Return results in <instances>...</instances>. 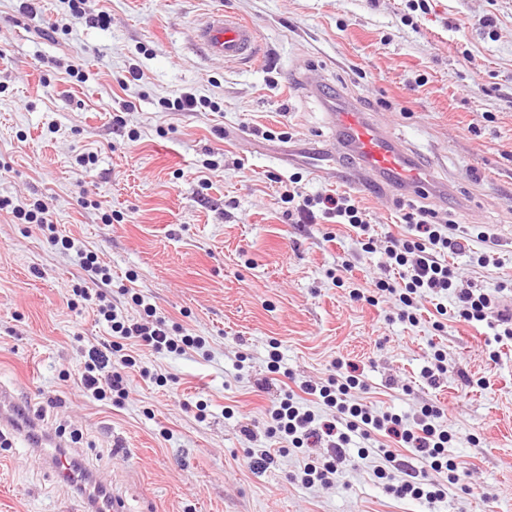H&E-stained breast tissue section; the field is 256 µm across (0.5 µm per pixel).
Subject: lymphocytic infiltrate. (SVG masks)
I'll return each mask as SVG.
<instances>
[{"label": "lymphocytic infiltrate", "instance_id": "obj_1", "mask_svg": "<svg viewBox=\"0 0 512 512\" xmlns=\"http://www.w3.org/2000/svg\"><path fill=\"white\" fill-rule=\"evenodd\" d=\"M298 211L307 220L316 215L339 219L340 223L367 230L368 215L355 200L346 195H326L316 198L306 197L297 206ZM405 223L411 224L413 232L402 238L391 240L388 254L391 259L389 271L374 284L377 291L394 297L400 307L399 317L410 324H417L414 300L422 294H439L448 291L456 293L455 316L459 320L472 323L495 315L502 336L512 338V309H499L495 295L473 289H457L455 273L444 262L445 253L466 254L471 250L469 238L457 234L454 221L440 215L438 211L425 206H414L403 215ZM65 250L74 252L75 259L86 273L89 287L80 289L84 300L97 303V312L109 324L112 339L109 342L92 346L81 375V386L97 399L108 395L125 396L123 371L136 365L132 357H124L120 366H113V353L122 351L124 345H144L154 351H166L177 355L190 350L203 349L202 337L188 334L176 335L165 319L157 317L152 305H144L145 322L130 319L116 305L107 301L102 293L104 286L110 285L112 275L106 266L99 263L92 252L75 244L72 239H64ZM360 381L356 375H332L325 382H305L300 386L304 394L313 396L325 405L335 408L333 420L318 422L315 414L304 409L293 396H286L280 404L269 411L271 432L284 435L293 447H302L303 443H315L328 440L335 455L334 461L318 465L304 464L298 473L303 485H328L333 483L338 468L337 459L343 458L345 447L352 435L368 440L369 445L360 449V458L372 456L382 460L377 468L378 478H391L390 489L397 496H410L434 504L444 501L443 489L431 486L427 482L428 470L446 469L450 472V483H457L453 463L448 460L446 448L451 439L447 430L438 425L441 410L433 405H423L415 418L414 425H407L399 415L384 412L375 413L366 406L351 402V389L357 388ZM384 433L385 437L413 448L423 463L422 469H407L402 474H388L386 466L394 462L391 449L384 445H372L373 433Z\"/></svg>", "mask_w": 512, "mask_h": 512}]
</instances>
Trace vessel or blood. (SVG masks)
<instances>
[{"mask_svg":"<svg viewBox=\"0 0 512 512\" xmlns=\"http://www.w3.org/2000/svg\"><path fill=\"white\" fill-rule=\"evenodd\" d=\"M198 38L207 53L227 62H248L256 56V32L246 21L229 12L213 13L207 26L199 31ZM336 138L355 163L358 185L373 182L383 191H396L405 196L438 195L445 193L433 169L417 165L411 153L383 126L355 106L345 105L332 113ZM17 402L7 389H0V426L13 432H26L27 427L18 423L13 415ZM51 464L54 473L64 481H77L78 476L67 465L62 443L55 435L39 433L35 444ZM85 502L91 503L95 512H126L122 499L111 495L105 484L91 479L82 491Z\"/></svg>","mask_w":512,"mask_h":512,"instance_id":"b4317fda","label":"vessel or blood"}]
</instances>
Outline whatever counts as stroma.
I'll return each instance as SVG.
<instances>
[{"mask_svg":"<svg viewBox=\"0 0 512 512\" xmlns=\"http://www.w3.org/2000/svg\"><path fill=\"white\" fill-rule=\"evenodd\" d=\"M0 0V199L43 201L58 236L80 240L112 270L104 292L132 308L133 287L159 316L204 337L207 355L141 349L160 386L129 373L120 402L81 392L85 351L108 337L75 288L85 273L38 225L0 210V385L43 416L71 452L122 496L128 512H429L389 494L376 460L349 454L335 482L305 487L301 453L281 452L266 414L283 391L354 364L358 398L413 421L443 410L448 457L465 489L447 512H512V340L488 323L448 320L419 299L420 321L393 299L349 297L382 276L390 238L409 233L395 194L352 186L329 114L357 106L448 185L437 209L458 212L475 251L448 256L461 288L502 289L512 308V0ZM224 10L257 33L255 62L210 57L197 33ZM80 65L82 79L67 67ZM140 80L127 81L129 68ZM218 111H161L184 93ZM123 126H116L114 115ZM94 163L82 166L80 155ZM337 157L318 179L315 154ZM215 159L207 183L197 172ZM349 194L366 209L360 232L332 219L298 223L286 191ZM110 212L112 222L102 219ZM279 349L287 374L272 372ZM448 359L423 378L435 350ZM247 368L237 371L238 358ZM275 451L261 471L248 453ZM0 512H80L24 440L0 447Z\"/></svg>","mask_w":512,"mask_h":512,"instance_id":"stroma-1","label":"stroma"}]
</instances>
